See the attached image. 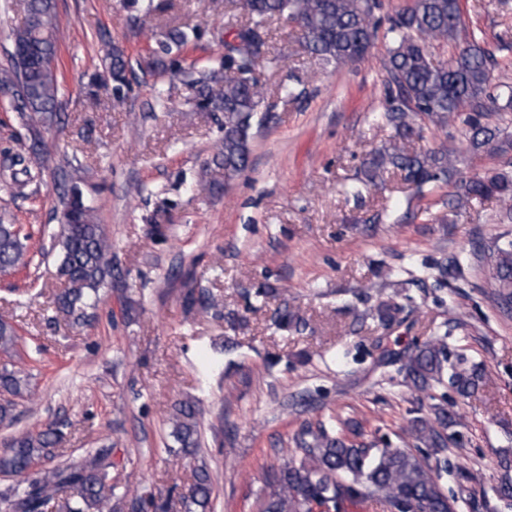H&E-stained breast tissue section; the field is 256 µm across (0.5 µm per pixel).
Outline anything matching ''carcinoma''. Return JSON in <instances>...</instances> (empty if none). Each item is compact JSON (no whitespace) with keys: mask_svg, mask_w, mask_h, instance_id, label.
I'll return each instance as SVG.
<instances>
[{"mask_svg":"<svg viewBox=\"0 0 512 512\" xmlns=\"http://www.w3.org/2000/svg\"><path fill=\"white\" fill-rule=\"evenodd\" d=\"M244 20L229 29L232 42L218 69L179 67L152 55L145 70L163 81L179 72L202 111L223 114L224 138L217 145L213 164L224 170V182L244 171L250 160L254 126L265 100L260 66L275 63L268 57L266 29L272 20H284L300 30L304 49L325 65L342 68L361 60L379 30L376 12L380 0H232ZM26 20L13 36L11 67L0 70V88L12 91L15 108L29 133V160L42 169L40 128L53 123L59 108L57 76L59 26L55 0H27ZM196 31L170 29L161 42L169 55L181 52ZM388 99L380 118L390 126L392 139L373 151L363 169L362 182L375 185L385 174L399 173L423 192L431 184H459L448 204L460 209L474 200L495 199L505 216L512 215V174L497 172L458 180L455 152L448 148L417 151L410 144L423 138L425 127L445 128L458 113L468 109V146L476 155L488 149L506 153L512 139L504 129L482 122L485 99L492 81V55L486 51L483 32L471 30L463 20L460 0H413L407 10L388 19ZM454 41L459 52L447 64L432 59L430 45ZM133 78L125 50L112 44L102 59L91 85L112 89L113 102L123 103ZM64 224L54 237L58 250L57 274L64 282L55 298L56 311L75 323L94 314L103 288L116 278L112 244L95 210L77 184L58 196ZM490 272L489 287L496 300L512 305V241L477 248ZM26 244L13 224H0V273L26 265ZM189 306L204 309L215 305L210 292L201 289L185 297ZM405 306L393 300L381 302L374 318L383 326L399 321ZM303 322L296 312L277 311L276 324L283 330ZM443 333L403 357L399 372L406 382L426 395L436 384H447L458 395H472L484 380L485 371L448 349ZM17 340L13 324L0 319V350L12 349ZM0 425L15 420L14 398L30 394L24 371L0 366ZM197 406L192 401L174 409L171 435L177 453L194 457L200 450ZM457 424L456 414L443 405L430 406V415L410 422L416 442L431 450L418 455L410 448H373L336 434V421L307 425L294 437L278 466L266 474V490L258 497L257 512H346L366 501L380 504L384 512H455V499L445 494L439 470L446 448L444 430ZM61 431L53 426L37 433L11 436L0 452V473L19 478V484L0 494L5 512H120L114 500L110 448H90L78 464L57 461ZM212 482L208 469L199 465L193 482L179 498H138L140 512H213Z\"/></svg>","mask_w":512,"mask_h":512,"instance_id":"carcinoma-1","label":"carcinoma"}]
</instances>
